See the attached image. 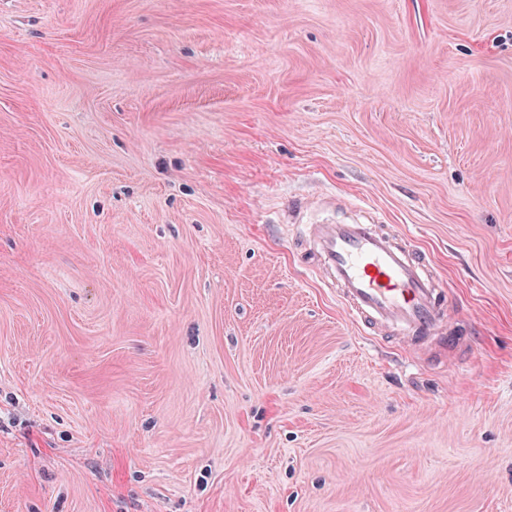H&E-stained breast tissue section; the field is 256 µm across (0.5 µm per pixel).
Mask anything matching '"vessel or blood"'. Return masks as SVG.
Returning <instances> with one entry per match:
<instances>
[{
	"mask_svg": "<svg viewBox=\"0 0 512 512\" xmlns=\"http://www.w3.org/2000/svg\"><path fill=\"white\" fill-rule=\"evenodd\" d=\"M293 244L348 315L372 335L410 348L438 340L465 350L456 332L457 302L427 254L389 225L366 217L305 225Z\"/></svg>",
	"mask_w": 512,
	"mask_h": 512,
	"instance_id": "vessel-or-blood-1",
	"label": "vessel or blood"
}]
</instances>
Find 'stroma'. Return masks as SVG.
<instances>
[{"label":"stroma","instance_id":"35a3bbf8","mask_svg":"<svg viewBox=\"0 0 512 512\" xmlns=\"http://www.w3.org/2000/svg\"><path fill=\"white\" fill-rule=\"evenodd\" d=\"M323 193L467 364L305 269ZM0 512H512V0H0ZM301 225L293 245L357 325L409 348L445 339L468 349L452 322L456 299L409 238L366 217Z\"/></svg>","mask_w":512,"mask_h":512}]
</instances>
